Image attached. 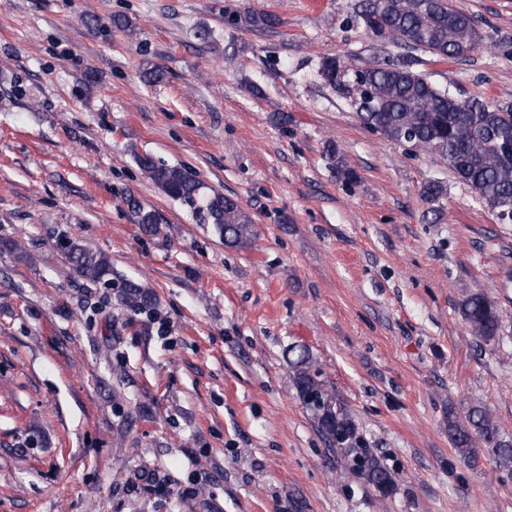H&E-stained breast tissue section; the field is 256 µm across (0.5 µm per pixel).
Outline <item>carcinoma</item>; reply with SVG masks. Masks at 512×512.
<instances>
[{"instance_id": "cac0c4a2", "label": "carcinoma", "mask_w": 512, "mask_h": 512, "mask_svg": "<svg viewBox=\"0 0 512 512\" xmlns=\"http://www.w3.org/2000/svg\"><path fill=\"white\" fill-rule=\"evenodd\" d=\"M355 20L374 36L407 52H423L433 62L473 52L482 41L474 20L452 9L449 0H361ZM228 21L238 29L251 30L273 27L279 18L244 9L231 12ZM319 74L352 96L367 128L440 159L495 215L512 209V100L457 99L414 69L410 60L372 58L349 65L340 57L328 56L322 59ZM328 153L336 176L346 183L355 181L356 172L336 159L335 145L328 146ZM136 162L163 193L192 210L201 223L211 225L224 244L243 245L254 235L253 221L238 202L209 189L195 174L148 154L136 155ZM127 207L146 234L163 232L157 211L134 196L127 199ZM59 246L75 277L96 289L119 288L120 302L134 314L154 313L153 294L130 280L115 283L112 261L104 252L70 238L60 239ZM459 314L477 340L489 344L500 339V312L484 293L466 296ZM290 353L297 396L327 446L382 496L392 494L394 475L373 453L348 405L322 378L309 350L294 346ZM448 435L464 461L474 462L485 453L495 469L512 471V440L501 434L482 403L469 406L464 424L448 411Z\"/></svg>"}]
</instances>
